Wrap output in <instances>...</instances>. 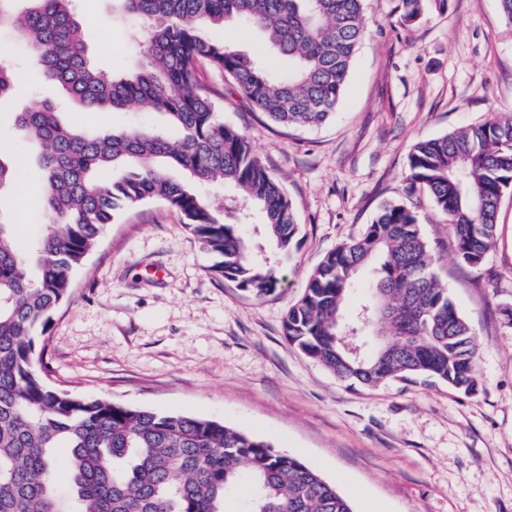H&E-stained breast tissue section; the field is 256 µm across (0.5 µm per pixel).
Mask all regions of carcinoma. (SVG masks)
Listing matches in <instances>:
<instances>
[{
  "mask_svg": "<svg viewBox=\"0 0 512 512\" xmlns=\"http://www.w3.org/2000/svg\"><path fill=\"white\" fill-rule=\"evenodd\" d=\"M71 0H0V30L38 56L39 68L0 63V99L21 78L57 83L97 112L137 104L180 129L138 126L87 132L67 125L55 106L18 113L17 124L41 146L39 210L50 223L27 253L13 245L18 228L0 221V512H228L246 472L243 512H353L320 474L267 440L224 422L85 398L45 381L42 347L53 312L73 293L104 227L148 199L177 209L203 248L219 261L210 272L257 299L274 292L299 230L283 186L247 136L224 123L204 63L231 79L252 109L284 126H314L336 109L365 35L363 0H113L139 21L130 47L131 75L108 74L91 61ZM447 0H401V19L442 11ZM235 20L263 33L288 57L286 73L260 56L205 36ZM124 166L112 180L102 173ZM18 162L0 151V191ZM447 217L455 257L480 267L495 246L496 217L512 188V115L417 142L405 176ZM233 185L241 208L215 210L203 182ZM262 221L255 239L246 210ZM438 259L419 216L384 203L362 236L338 245L310 272L288 307L289 343L337 377L375 386L419 375L470 394L477 386L472 328L437 273ZM362 301L351 317L345 306ZM374 336L371 353L360 337ZM71 449L66 487L54 460Z\"/></svg>",
  "mask_w": 512,
  "mask_h": 512,
  "instance_id": "carcinoma-1",
  "label": "carcinoma"
}]
</instances>
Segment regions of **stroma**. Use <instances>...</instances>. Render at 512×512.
I'll list each match as a JSON object with an SVG mask.
<instances>
[{"mask_svg": "<svg viewBox=\"0 0 512 512\" xmlns=\"http://www.w3.org/2000/svg\"><path fill=\"white\" fill-rule=\"evenodd\" d=\"M400 0H363L366 34L334 114L288 128L255 112L219 71L202 68L225 123L248 137L283 182L298 245L281 284L256 299L214 277L179 211L147 200L107 225L71 298L52 315L44 361L56 387L158 412L224 421L299 458L350 501L353 512H512V190L497 214L485 263L452 254L450 226L426 194L404 181L419 139L512 113V23L498 0H448L413 24ZM93 63L133 71L127 23L112 0H74ZM62 102L56 84H23L0 100V140L37 156L17 112ZM61 118L85 130L164 126L139 107L93 112L62 103ZM414 208L478 351L474 393L424 378L376 387L339 380L290 345L282 330L309 272L358 237L380 205ZM0 219L16 224L27 252L41 231L36 202L0 193Z\"/></svg>", "mask_w": 512, "mask_h": 512, "instance_id": "stroma-1", "label": "stroma"}]
</instances>
